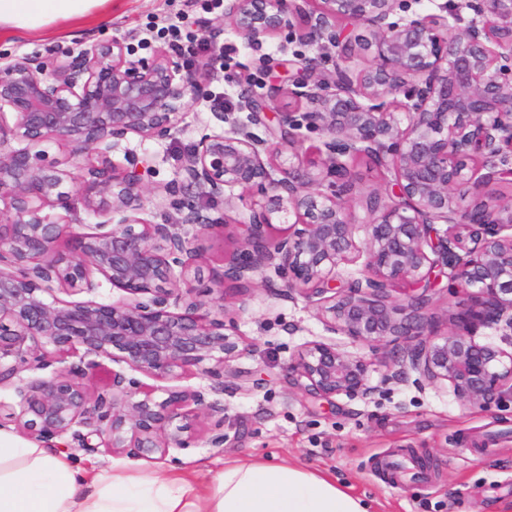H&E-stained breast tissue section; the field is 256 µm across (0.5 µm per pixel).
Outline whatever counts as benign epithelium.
<instances>
[{
    "instance_id": "benign-epithelium-1",
    "label": "benign epithelium",
    "mask_w": 512,
    "mask_h": 512,
    "mask_svg": "<svg viewBox=\"0 0 512 512\" xmlns=\"http://www.w3.org/2000/svg\"><path fill=\"white\" fill-rule=\"evenodd\" d=\"M415 2L229 0L224 20L253 44L292 27L291 15L297 38L336 46L344 60L357 52L372 60L290 90L308 111L282 116L292 130L288 147L304 125L326 135L308 189L294 176L299 154L285 159L279 143L252 131L264 120L250 90L237 103L245 122L213 105L214 124L230 129L202 134L180 157V179L163 186L180 214L175 222L143 217V162L127 151L118 161L114 151L129 135L172 136L188 101L211 98L214 65L186 71L163 48L133 62L113 39L76 56L0 67V387H15L22 434L49 448L95 452L102 444L164 457L191 447L190 424L173 420L197 410L213 420L207 445L224 447V406L209 396L242 377L236 363L251 350L225 321V284L248 291L268 271L317 309L327 333L375 347L406 340L405 365L381 383L408 367L420 386L447 383L464 409L512 401V350L471 334L489 324L512 331V199L477 198L464 210L456 201L460 186L512 184V0H486V12L475 0H455L445 16H420ZM465 9L474 12L468 21ZM340 20L368 24L370 37L341 40ZM400 93L405 102L391 106ZM357 158L393 176L391 193L369 194L361 220L345 201ZM273 168L282 178H272ZM265 182L273 195L250 207L238 223L241 249L213 271L218 296L195 298L188 283L200 272L198 237L224 227V217L204 214L188 190L213 200ZM80 208L97 218L90 232L72 231ZM62 237L71 242L66 253L56 252ZM363 255L362 277L336 289L339 267ZM442 267L469 305L437 336L427 333L428 290ZM102 281L127 298L98 300ZM79 350L86 362L36 375L52 355ZM101 358L166 382L196 370L210 384L163 387L167 397L157 401L156 389L120 369L95 393L85 378ZM370 366L326 340L306 343L290 363L295 385L325 399L374 395Z\"/></svg>"
}]
</instances>
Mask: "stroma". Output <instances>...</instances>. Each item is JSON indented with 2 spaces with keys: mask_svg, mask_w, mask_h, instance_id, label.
<instances>
[{
  "mask_svg": "<svg viewBox=\"0 0 512 512\" xmlns=\"http://www.w3.org/2000/svg\"><path fill=\"white\" fill-rule=\"evenodd\" d=\"M187 0H112L105 19L75 27L50 39L0 36V64L51 51L77 53L109 39L123 40L133 59L150 57L156 43H142L150 24L188 10ZM223 12L208 14L193 26L191 40L178 49L186 65L217 56L221 67L212 82L211 101L189 103L180 130L163 140L128 136L122 148L136 152L145 166L142 178L149 211L177 219L161 188L176 179L178 160L212 123L211 103L236 108L238 95L251 87L269 97L284 81L286 62H311L319 71L334 69L338 50L289 41L287 32L251 45L223 23ZM211 216H224L223 232L200 236L207 267L217 269L223 255L240 243L238 222L247 207L241 201L204 200ZM281 279L255 282L233 297L229 315L237 332L256 350L238 362L248 371L243 386H229L224 405V447L199 445L171 451L165 464L196 460L217 471L244 456L276 458L336 477L346 490L372 500L375 512H512V405L462 409L446 384L418 387L415 373L401 382L383 383L398 369L405 341L379 347L371 367V398L331 400L305 395L293 383L288 365L307 342L325 338L316 309L297 294H287Z\"/></svg>",
  "mask_w": 512,
  "mask_h": 512,
  "instance_id": "stroma-1",
  "label": "stroma"
}]
</instances>
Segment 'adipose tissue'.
Here are the masks:
<instances>
[{
    "label": "adipose tissue",
    "instance_id": "ef3b65f1",
    "mask_svg": "<svg viewBox=\"0 0 512 512\" xmlns=\"http://www.w3.org/2000/svg\"><path fill=\"white\" fill-rule=\"evenodd\" d=\"M112 0H0V34L52 36ZM0 512H371L318 470L273 458L226 463L206 484L187 469H106L0 432Z\"/></svg>",
    "mask_w": 512,
    "mask_h": 512
}]
</instances>
